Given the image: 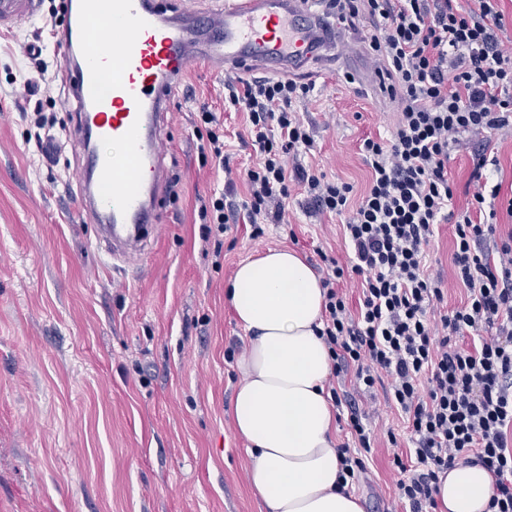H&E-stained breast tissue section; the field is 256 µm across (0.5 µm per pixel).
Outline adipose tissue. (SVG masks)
<instances>
[{
  "instance_id": "ef3b65f1",
  "label": "adipose tissue",
  "mask_w": 512,
  "mask_h": 512,
  "mask_svg": "<svg viewBox=\"0 0 512 512\" xmlns=\"http://www.w3.org/2000/svg\"><path fill=\"white\" fill-rule=\"evenodd\" d=\"M250 334L237 369L232 411L248 443V483L266 512H363L341 490L336 407L325 389L328 348L317 330L325 301L320 279L295 251L270 248L241 262L226 288ZM493 478L458 463L438 479L435 512H487Z\"/></svg>"
}]
</instances>
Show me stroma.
<instances>
[{
	"label": "stroma",
	"mask_w": 512,
	"mask_h": 512,
	"mask_svg": "<svg viewBox=\"0 0 512 512\" xmlns=\"http://www.w3.org/2000/svg\"><path fill=\"white\" fill-rule=\"evenodd\" d=\"M57 23L48 5L21 29L0 32V512H263L247 480V443L233 428L241 376L225 352L247 343L224 299L236 266L287 246L321 270L318 249L346 255L336 219L310 217L293 196L287 221L251 239L250 225L206 235L196 198L224 187L195 136L201 107L224 124L230 164L254 161L244 110L224 109V75L192 67L161 131L171 175L181 176L142 262L112 260L97 227L81 220L75 196L79 161L71 142L48 152L29 142L32 113L54 132L72 130L62 106L59 52L45 43L47 82L25 92L30 61L21 42L39 41ZM300 116L315 140L299 164L364 190L365 138L389 136L393 101L343 77L314 81ZM471 144L454 146L448 171L456 209L474 187ZM453 227L439 224L428 247L429 272L460 304ZM376 434L354 493L363 512H387L397 473L388 433L403 436L384 394L357 393Z\"/></svg>",
	"instance_id": "stroma-1"
}]
</instances>
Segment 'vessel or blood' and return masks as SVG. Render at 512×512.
I'll list each match as a JSON object with an SVG mask.
<instances>
[{
    "mask_svg": "<svg viewBox=\"0 0 512 512\" xmlns=\"http://www.w3.org/2000/svg\"><path fill=\"white\" fill-rule=\"evenodd\" d=\"M39 0H0V26L36 16ZM58 76L76 114L81 216L113 257L147 249L160 223L168 168L161 125L190 66L216 73L299 74L311 61L342 66L362 83L376 71L363 50L336 57L342 31L310 0H230L201 11L178 0H62Z\"/></svg>",
    "mask_w": 512,
    "mask_h": 512,
    "instance_id": "1",
    "label": "vessel or blood"
}]
</instances>
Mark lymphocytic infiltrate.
I'll list each match as a JSON object with an SVG mask.
<instances>
[{
	"label": "lymphocytic infiltrate",
	"instance_id": "lymphocytic-infiltrate-1",
	"mask_svg": "<svg viewBox=\"0 0 512 512\" xmlns=\"http://www.w3.org/2000/svg\"><path fill=\"white\" fill-rule=\"evenodd\" d=\"M338 24L359 35L391 100L399 104L390 138H366L361 150L371 180L361 198L353 187L288 160L314 139L296 106L310 85L256 77L227 82L224 102L248 114L256 164L236 172L224 153V132L213 112L201 110L204 159L226 184L243 179L244 199L227 193L202 197L199 218L223 233L229 223L286 221V202L299 188L314 214L343 221L353 256L321 254L326 267L320 331L334 376L350 375L355 388L383 385L388 403L405 415L412 447L394 455L397 495L409 512L436 505L441 472L477 463L494 477L489 512H512V230L498 235V196L483 171L495 134L512 133V46L502 33L499 0H327ZM478 139L470 180L471 205L454 209L448 174L450 149L464 135ZM454 225L453 264L466 300L431 324L444 302L441 281L427 273L426 248L436 224ZM356 281L350 308L344 282ZM354 445L339 449L340 480L350 486L367 470L372 439L361 414L349 409Z\"/></svg>",
	"mask_w": 512,
	"mask_h": 512
}]
</instances>
